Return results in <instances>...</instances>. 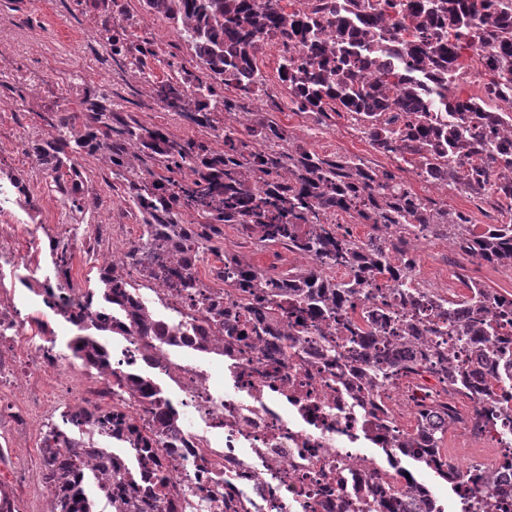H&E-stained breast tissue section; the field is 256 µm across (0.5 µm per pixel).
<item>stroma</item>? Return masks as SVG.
Returning a JSON list of instances; mask_svg holds the SVG:
<instances>
[{
  "mask_svg": "<svg viewBox=\"0 0 512 512\" xmlns=\"http://www.w3.org/2000/svg\"><path fill=\"white\" fill-rule=\"evenodd\" d=\"M121 2L124 10L113 16V24L125 27L133 44H150L149 54L138 64L112 55L99 37L96 16L78 10L75 0H0V171L21 176L34 205L18 215L33 224H78L86 230L113 224L120 244L142 235V219L123 188L111 187L102 161L93 157L80 161L86 209L79 214L46 186L40 168L32 166L28 154L16 151L14 144L43 136L38 114L48 102L78 104L89 88L107 93L120 111L133 113L146 126L163 128L176 138L208 139V131L163 110L149 96L150 79L177 74L182 66L200 72L190 44L178 36L171 21L148 12L144 0ZM245 109L272 112L297 142L314 152L356 155L398 170L414 192L443 199L449 208L470 214L474 223L503 219L489 204L453 189L429 186L412 166H397L378 154L349 117L338 116L325 125L314 123L311 116L295 110L287 90H279L276 101H251ZM221 248L274 275L297 263L276 246L242 248L237 230L230 225L224 228Z\"/></svg>",
  "mask_w": 512,
  "mask_h": 512,
  "instance_id": "obj_1",
  "label": "stroma"
}]
</instances>
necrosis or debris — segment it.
<instances>
[{
    "mask_svg": "<svg viewBox=\"0 0 512 512\" xmlns=\"http://www.w3.org/2000/svg\"><path fill=\"white\" fill-rule=\"evenodd\" d=\"M13 203L12 186L0 183V432L9 434L17 455L29 425L50 420L63 435L76 433L85 447H99L101 430L75 425L66 411L102 408L140 424L143 405L158 390L154 368L126 315L87 304L82 290H59L54 302L38 299L35 314H22L14 275L31 266L40 237L31 234L29 249L16 247ZM235 295L228 285L197 293L161 283L132 294L171 332L154 353L169 365L163 376L173 393L170 419L177 431L152 456L121 445L111 455L126 479H141L148 470L169 476L170 489L157 494L158 512H194L200 501L207 512H224L228 493L241 512H370L377 505L406 512L413 499L425 501L430 512H486L463 482L444 495L406 475L400 445L427 426L434 396L448 407L439 416L443 434L463 430L466 417L452 383L428 373L387 382L380 389L385 409L373 415L361 407L368 377L344 359L325 356L316 334L280 342L275 350L262 344L221 354L206 350L201 327L213 317L212 304L230 306ZM61 304L86 307L90 317L112 320L123 330L107 350L106 369L53 401L44 395L46 378L73 370L63 350L41 342L44 325ZM120 377L130 384L121 397L114 393ZM489 437L494 458L478 447L456 470L463 481L494 475L491 501L499 512H512V428L495 427ZM375 448L384 461L372 456Z\"/></svg>",
    "mask_w": 512,
    "mask_h": 512,
    "instance_id": "1",
    "label": "necrosis or debris"
}]
</instances>
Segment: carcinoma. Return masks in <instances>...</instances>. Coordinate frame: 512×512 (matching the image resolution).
Returning a JSON list of instances; mask_svg holds the SVG:
<instances>
[{
	"label": "carcinoma",
	"mask_w": 512,
	"mask_h": 512,
	"mask_svg": "<svg viewBox=\"0 0 512 512\" xmlns=\"http://www.w3.org/2000/svg\"><path fill=\"white\" fill-rule=\"evenodd\" d=\"M82 2L87 11L104 14L99 34L112 53L125 54L124 31L112 27L115 0ZM145 4L176 21L177 33L191 44L205 69L203 77L181 72L152 83L154 102L196 126L224 131V150L147 128L132 113L112 110V101L94 90L86 92L76 109L55 104L38 113L47 135L32 142L30 152L38 158L46 183L70 210L84 211L78 159L86 155L107 164L143 215V234L122 259L98 269L99 287L87 294L104 305L127 306L129 289L141 287L125 278L124 268L131 264L140 267L147 283L162 279L172 288H197L201 255L217 253L211 242L221 234L219 225L232 224L248 239L284 245L312 261L274 277L237 255H224V276L239 288L234 312L250 316L242 324L233 316L224 320L225 346L259 342L273 322L287 323L290 332L296 325L314 330L326 338V353L355 363L362 358L356 350L345 351V342L370 345V388L364 404L372 408L377 406V380L421 370L470 394L486 392L477 386L479 366L449 361L448 351L429 349L425 335L452 334L483 359L494 353L498 320L491 310L506 307L504 298L481 282L469 281L465 286L473 295L449 301L414 282L410 265L396 267L383 250L359 248L329 217L345 214L356 224L379 225L396 249L407 246L422 224L433 236L453 240L464 257L508 267L512 221L489 224L475 234L468 214L406 190L390 169L356 156L310 151L267 112L243 113L242 131L221 125L219 115L242 108L241 102L254 96L245 75L255 73L254 83L265 85L258 62L269 44H299L301 53L281 56L277 69L297 111L315 113L321 120L344 112L376 152L414 163L422 175H445L448 185L464 194L512 202V0H404L402 6L414 20V41L404 49L403 67L386 69L371 81L362 73L374 63L355 51L354 39L366 44L399 29V22L370 0H346L345 11L359 19V29L345 16H336L333 43L323 38L333 13L321 4L291 13L276 0ZM494 9L498 21L487 27L483 17ZM478 45L494 48L484 63L488 79L482 95L464 98L451 86L448 72L462 69V51ZM415 70L433 76L432 95H421L420 84L410 77ZM230 86L236 91L234 99L220 92ZM442 106L454 118L450 131L438 120ZM459 153L466 162L456 158ZM185 212L195 215L197 223H181ZM50 257L60 287H73V253L54 242ZM326 266L343 271L344 278L335 283L327 279ZM379 281L400 292L405 308L376 330L356 317V309L363 302L362 289ZM427 306L432 319L426 326L410 320L412 310ZM128 315L145 339L165 335L151 310L134 305ZM64 318L78 328L71 345L75 357L89 368H103L106 354L100 338L112 335V322L94 320L82 310ZM146 413L140 431L106 411L87 412L85 418L115 436L133 437L147 454L166 428L164 402L151 401ZM510 418L512 411L506 408L477 411L472 428L482 433ZM62 439L49 429L41 448L42 474L56 486L53 512H87L81 472L89 464L106 476L116 512H153L154 482L163 485L164 477L148 475L133 487L103 452L78 443L65 453L51 448ZM414 458L450 482L457 476L438 448H422Z\"/></svg>",
	"instance_id": "1"
}]
</instances>
